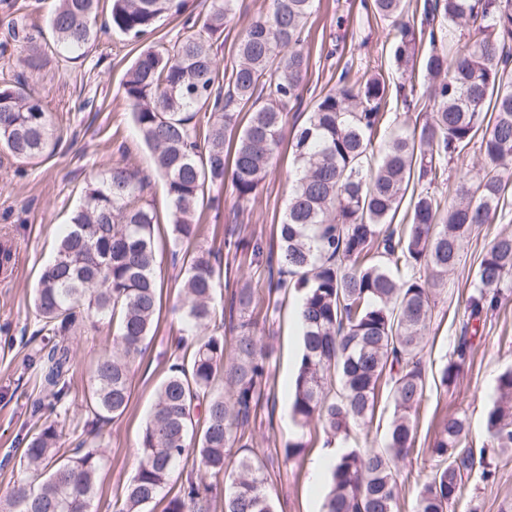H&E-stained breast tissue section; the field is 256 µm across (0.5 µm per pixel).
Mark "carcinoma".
I'll return each mask as SVG.
<instances>
[{
  "label": "carcinoma",
  "mask_w": 512,
  "mask_h": 512,
  "mask_svg": "<svg viewBox=\"0 0 512 512\" xmlns=\"http://www.w3.org/2000/svg\"><path fill=\"white\" fill-rule=\"evenodd\" d=\"M314 0H273L272 10L241 34L237 60L224 70L214 44L224 34L235 0H209L185 23L172 45L144 49L125 74L123 97L154 170L165 182L174 240L201 235L200 206L214 202L230 182L238 206L255 198L284 139V113L300 99L309 68L303 30ZM58 0L48 19L51 48L78 53L98 32L149 39L157 21L183 0ZM378 17L397 32L394 61L402 81L395 98L406 109L423 104L425 121L391 137L379 154L374 139L386 121L389 86L377 76L336 87L292 133L299 166L278 251L262 242L226 238L228 253L251 250L278 267L267 308L281 309L288 289L300 293L303 348L292 391V416L350 435L373 418L380 387L388 390L393 419L380 448H351L329 466L325 512H396L397 464L414 445L411 417L426 393L423 349L432 296L462 261L466 234L490 222L512 187V0H429L424 26L403 19L404 0H372ZM464 25L468 40L454 52L432 51L425 100L414 97L417 37L430 44ZM44 55L27 36L23 62L36 69ZM58 129L39 93L24 82L0 81V151L33 164L53 154ZM475 146L487 168L477 185L470 170L456 172L455 200L441 205L436 187L448 181V163ZM148 177L114 166L93 177L82 203L40 271L33 305L43 345L28 366L40 379L39 403L56 413L22 438L23 474L0 512H91L104 448L101 425L121 417L131 398L132 370L160 313L154 207L143 201ZM410 218L393 223L410 185ZM180 282L182 333L171 345L174 363L156 390L135 475L112 512H148L163 497L164 512H275L265 459L251 449L246 429L265 394L268 347L246 316L255 294L246 283L231 290L226 321L217 300L223 275L219 253L186 251ZM512 288V234L496 236L481 257L466 305L470 317L500 308ZM115 328L106 340L84 394V438L70 456L58 454V417L66 416L72 360L70 337ZM468 331L458 336L440 372L452 384L470 358ZM497 399L486 413L492 447L512 451V370L499 375ZM466 421L449 417L430 448L431 476L415 512H448L460 500L461 473L482 468L484 456L466 449ZM179 491L164 494L175 474Z\"/></svg>",
  "instance_id": "obj_1"
}]
</instances>
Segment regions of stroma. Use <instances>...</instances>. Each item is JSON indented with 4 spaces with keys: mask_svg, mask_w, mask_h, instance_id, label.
<instances>
[{
    "mask_svg": "<svg viewBox=\"0 0 512 512\" xmlns=\"http://www.w3.org/2000/svg\"><path fill=\"white\" fill-rule=\"evenodd\" d=\"M363 0H316L306 29L304 45L309 55L308 74L301 99L290 107L284 123L294 129L305 122L318 100L334 88L332 73L349 67L352 77L364 74L396 83L389 22L374 17ZM272 0H237L234 14L214 51L221 67L231 66L241 32L268 14ZM55 0H0V78H20L42 95L61 136L55 153L38 164H24L0 153V244L13 247L12 272L0 274V498L8 496L20 478L18 469L6 463L18 455L22 437L33 429L31 416L40 396L39 381L28 366L29 357L41 346L40 327L32 292L42 266L52 257L59 234L83 197L90 179L122 164L147 174L146 197L157 211V275L163 282V309L147 350L132 372L131 401L118 420L103 425L101 440L106 450L95 488V512L107 506L134 476L139 463V439L155 401L156 389L171 363L170 341L179 335V315L170 311L178 299L180 262L169 224L170 205L163 180L154 175L149 149L138 138L122 97L125 73L140 53L141 44L109 32L100 36L85 55L71 62L47 56L42 67L26 68V32L46 28ZM294 155L290 141H283L278 156L262 182L256 198L238 207L231 190H224L219 208H203V233L199 246L215 249L232 230L246 239L277 245L276 226L287 210L292 192ZM512 232V195L492 223L472 230L459 267L449 272L446 286L434 297L433 315L423 359L426 397L413 417L415 443L399 464V512H412L417 493L431 471L428 449L439 424L460 414L469 422L468 441L473 451L484 452L496 471L484 480L480 469L464 473V496L448 512H501L512 501V457L498 458L488 450L485 415L495 397L496 380L512 368V289H505L500 308L490 313L474 342V352L463 372L450 386H443L440 371L447 364L455 340L468 322L466 299L479 261L491 240ZM297 292H290L281 311L268 320L264 341L271 350L265 396L250 423L252 446L267 460L265 476L276 512H324L329 484L315 459L328 448H366L381 444L393 417L387 390H380L374 416L349 440L334 438L320 424L298 428L292 418V385L301 352V335L295 309ZM111 327L74 336L70 371V411L59 441L60 454H72L80 425L84 393ZM303 439L304 452L284 461L277 449Z\"/></svg>",
    "mask_w": 512,
    "mask_h": 512,
    "instance_id": "35a3bbf8",
    "label": "stroma"
}]
</instances>
